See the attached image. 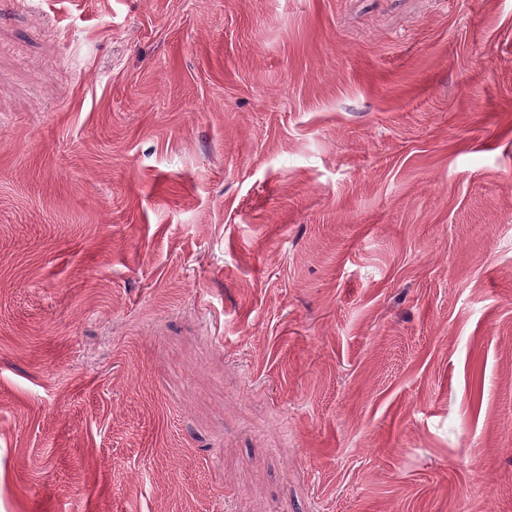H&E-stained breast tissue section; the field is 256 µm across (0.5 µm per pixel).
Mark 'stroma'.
Returning a JSON list of instances; mask_svg holds the SVG:
<instances>
[{"instance_id": "obj_1", "label": "stroma", "mask_w": 512, "mask_h": 512, "mask_svg": "<svg viewBox=\"0 0 512 512\" xmlns=\"http://www.w3.org/2000/svg\"><path fill=\"white\" fill-rule=\"evenodd\" d=\"M0 512H512V0H0Z\"/></svg>"}]
</instances>
